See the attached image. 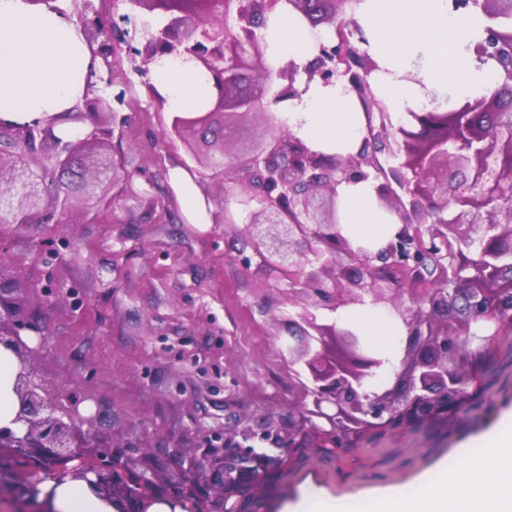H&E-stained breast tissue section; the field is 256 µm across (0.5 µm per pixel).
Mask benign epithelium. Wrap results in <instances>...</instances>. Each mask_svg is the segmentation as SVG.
Wrapping results in <instances>:
<instances>
[{"label": "benign epithelium", "mask_w": 512, "mask_h": 512, "mask_svg": "<svg viewBox=\"0 0 512 512\" xmlns=\"http://www.w3.org/2000/svg\"><path fill=\"white\" fill-rule=\"evenodd\" d=\"M163 20L156 31L142 30L140 46H129L140 62L135 70L146 75L158 58L174 56L209 73L214 95L203 110L181 112L172 119V131L190 142L209 128L216 117L236 125L248 115L262 117L272 132L244 156L219 148L210 160L231 172L232 195L246 203L247 228L257 230L256 251L263 262L288 275L292 292L328 301L339 312L330 328L336 349L322 345L325 328L307 310L297 316L316 332L300 349L288 348V362L303 370L310 386L311 408L288 434H277L273 444L294 447L304 426L332 440H345L367 428H381L422 417L448 413L472 378L461 351L474 342L493 337L491 328L512 321V26L487 27V37L476 47V61H493L503 82L493 92L460 101L444 119L432 112H410L412 127L392 133L400 165L375 185L379 205L398 217L392 236L375 248L356 244L344 234L337 216L338 187L344 182L369 179L376 160L367 147L355 154L320 155L299 138L283 130L277 115L263 104L275 102L281 92L297 98L300 75L305 82L328 86L346 76L339 68L337 49L321 46L304 68L289 61L271 70L257 35L262 17L274 11L279 0H130ZM288 0L289 9L311 27L326 25L340 30L345 17L358 10L360 0ZM478 8L491 21L512 16V0H452V8ZM237 24L225 33L229 17ZM97 34L108 33L112 43L95 51L101 64L119 44L127 42L122 21L104 25L99 17L73 16ZM124 92L113 97L87 91L83 107L55 117L37 118L17 126L0 120V206L20 215L26 224H47L53 214L67 223L74 189L81 188L84 203L93 205L99 195L82 181H69L74 167L105 173L97 149L114 132ZM77 124L76 137L52 134L57 123ZM299 221L288 224L279 203ZM448 211L444 217L434 212ZM477 245L474 256L466 249ZM320 262L325 278L305 271L311 260ZM407 287L411 305L400 298ZM13 280L0 273V346L13 351L20 362L16 394L20 411L16 421L23 429L0 428V488L6 490L22 474V505L40 512L45 482L84 480L95 493L113 504L117 512H137L141 487L154 484L142 475L124 482L112 455L84 458L72 449V427L55 415L53 402L41 395L26 372L20 331L38 327L19 316ZM380 307L405 329L407 344L403 368L387 385L367 386V380L385 359L369 348L345 315L359 307ZM256 434L242 433V441L227 445L214 473L223 485L220 504L228 503L242 482L260 483L273 457L250 442Z\"/></svg>", "instance_id": "1"}]
</instances>
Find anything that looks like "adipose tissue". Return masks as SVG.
<instances>
[{"label": "adipose tissue", "mask_w": 512, "mask_h": 512, "mask_svg": "<svg viewBox=\"0 0 512 512\" xmlns=\"http://www.w3.org/2000/svg\"><path fill=\"white\" fill-rule=\"evenodd\" d=\"M361 21L371 47L386 71L379 88L398 111L420 106V92L402 79L411 63L424 66V77L436 88L457 96L491 93L495 68L476 65L474 49L482 43L485 23L480 16L460 21L448 11V0H366ZM273 63L303 61L316 48L313 32L291 15L279 16L267 32ZM92 50L82 30L61 13L37 9L28 0H0V120L23 124L64 112L82 98ZM151 81L168 109L207 105L212 84L207 75L172 60L151 69ZM288 128L315 152L358 150L366 126L364 113L343 84H310L288 103ZM338 191L346 206V230L358 241L380 242L392 232L395 215L379 210L374 184L344 183ZM365 335L383 350L394 351L402 327L377 310L358 315ZM18 362L0 347V427L12 426L19 404L14 392ZM362 512H512V409L489 432L461 448L453 464L440 463L402 487L362 499ZM52 512H115L82 480L53 487Z\"/></svg>", "instance_id": "1"}]
</instances>
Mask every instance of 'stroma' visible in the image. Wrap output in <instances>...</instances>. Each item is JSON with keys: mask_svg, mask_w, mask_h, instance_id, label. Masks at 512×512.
I'll return each mask as SVG.
<instances>
[{"mask_svg": "<svg viewBox=\"0 0 512 512\" xmlns=\"http://www.w3.org/2000/svg\"><path fill=\"white\" fill-rule=\"evenodd\" d=\"M114 84L133 89L103 152L120 166L106 213L81 207L65 224L0 225V268L41 334L22 332L29 369L60 405L80 396L76 450L112 454L127 479L144 474L145 498L190 499L211 512L222 488L211 475L227 441L243 431L284 433L311 399L286 347L309 329L289 314L288 279L263 263L244 224L224 221L225 182L193 155L203 141L247 151L266 138L261 118L214 129L193 144L167 141L171 113L150 97L126 52L112 59ZM188 172L203 202L190 223L169 172ZM478 381L448 414L351 436L329 449L306 431L293 449H271L261 485L237 495L240 512H279L285 500L323 492L355 499L400 487L490 430L512 408V324L465 352Z\"/></svg>", "mask_w": 512, "mask_h": 512, "instance_id": "35a3bbf8", "label": "stroma"}]
</instances>
